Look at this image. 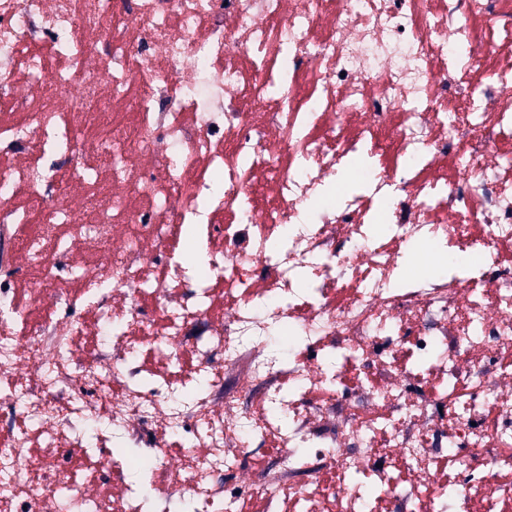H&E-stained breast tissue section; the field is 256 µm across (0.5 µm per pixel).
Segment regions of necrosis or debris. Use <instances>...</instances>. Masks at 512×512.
Segmentation results:
<instances>
[{
	"label": "necrosis or debris",
	"instance_id": "necrosis-or-debris-1",
	"mask_svg": "<svg viewBox=\"0 0 512 512\" xmlns=\"http://www.w3.org/2000/svg\"><path fill=\"white\" fill-rule=\"evenodd\" d=\"M2 142L0 512L512 504V0H0Z\"/></svg>",
	"mask_w": 512,
	"mask_h": 512
}]
</instances>
